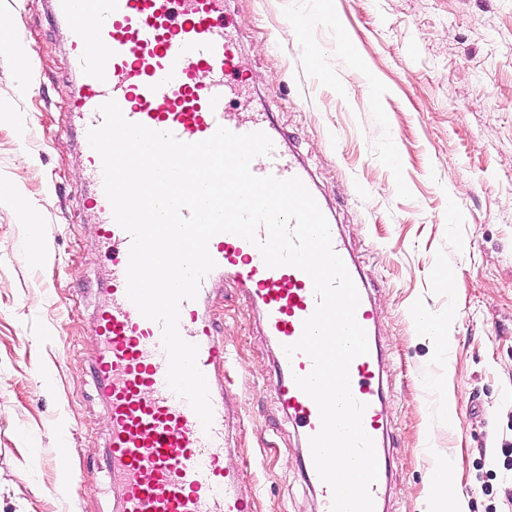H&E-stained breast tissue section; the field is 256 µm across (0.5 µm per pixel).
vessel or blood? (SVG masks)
I'll list each match as a JSON object with an SVG mask.
<instances>
[{
    "label": "vessel or blood",
    "instance_id": "b4317fda",
    "mask_svg": "<svg viewBox=\"0 0 512 512\" xmlns=\"http://www.w3.org/2000/svg\"><path fill=\"white\" fill-rule=\"evenodd\" d=\"M47 2L53 24L68 33L78 89L66 119L80 132L102 124L100 107L110 100L127 120L172 132L185 142L205 140L220 126L239 134L262 131L273 149L253 166V173L296 176L312 185L310 172L269 113L242 118L229 108L244 77L237 67L238 46L224 26V0ZM81 164L90 183L81 205L93 214L109 261L105 299L94 312L93 375L107 409L108 475L116 512H256L254 500L239 492L245 467L224 461V344L202 307L217 281L231 280L248 305L260 311L266 336L279 346L292 344L316 307L311 278L293 266L267 267L259 250L236 235L220 233L210 240L216 266L202 281L197 298L182 303L179 321L182 338L198 347L197 365L209 387L213 421L203 429L189 403L167 384L161 325L143 317L127 297L131 238L113 218L101 158L90 145L82 147ZM331 235L360 295L356 319L369 338V352L352 361L350 386L353 397L366 406L363 428L377 441L383 372L375 340L378 309L339 229ZM311 369L304 353L280 355L276 394L300 430L304 478L318 494L319 512H331L332 492L318 476L308 445L321 427L319 409L295 382Z\"/></svg>",
    "mask_w": 512,
    "mask_h": 512
}]
</instances>
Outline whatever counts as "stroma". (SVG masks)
Segmentation results:
<instances>
[{"label":"stroma","mask_w":512,"mask_h":512,"mask_svg":"<svg viewBox=\"0 0 512 512\" xmlns=\"http://www.w3.org/2000/svg\"><path fill=\"white\" fill-rule=\"evenodd\" d=\"M241 114L272 110L361 261L385 358V512H424L447 458L469 512H512V0H228ZM308 16L307 31L292 26ZM0 512H114L92 377L103 262L67 36L0 0ZM33 55L15 68L13 44ZM456 286L441 287L443 276ZM447 324L421 333L419 313ZM227 355L226 459L257 512H318L275 394L274 345L232 282L206 305ZM73 450L54 457L59 439ZM93 471L98 484L81 482Z\"/></svg>","instance_id":"35a3bbf8"}]
</instances>
